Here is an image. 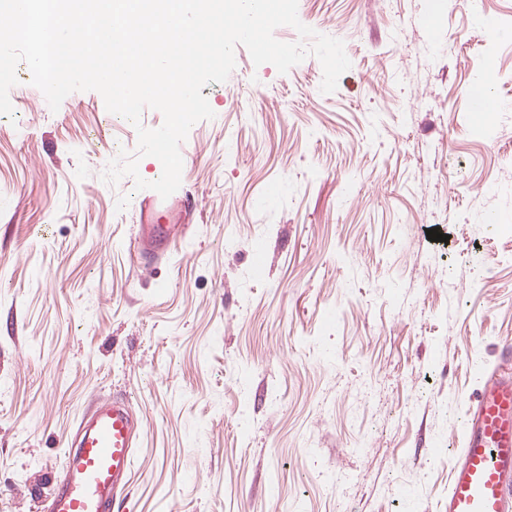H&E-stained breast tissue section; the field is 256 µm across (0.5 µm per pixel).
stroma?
<instances>
[{"mask_svg":"<svg viewBox=\"0 0 512 512\" xmlns=\"http://www.w3.org/2000/svg\"><path fill=\"white\" fill-rule=\"evenodd\" d=\"M299 0L334 93L236 46L180 146L186 211L147 271L138 133L95 91L0 115V512H47L78 418L144 421L123 512H439L472 395L512 338V0ZM279 183V195L261 193ZM497 228L488 231L487 219ZM430 229L447 231L441 245ZM262 263H255V252Z\"/></svg>","mask_w":512,"mask_h":512,"instance_id":"35a3bbf8","label":"stroma"}]
</instances>
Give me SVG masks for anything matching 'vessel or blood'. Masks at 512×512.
Listing matches in <instances>:
<instances>
[{
  "instance_id": "obj_1",
  "label": "vessel or blood",
  "mask_w": 512,
  "mask_h": 512,
  "mask_svg": "<svg viewBox=\"0 0 512 512\" xmlns=\"http://www.w3.org/2000/svg\"><path fill=\"white\" fill-rule=\"evenodd\" d=\"M176 242V227L153 224L139 241L144 265ZM469 404L466 434L443 512H512V342ZM143 424L129 397L102 399L85 412L55 477L48 512H113L128 484Z\"/></svg>"
}]
</instances>
